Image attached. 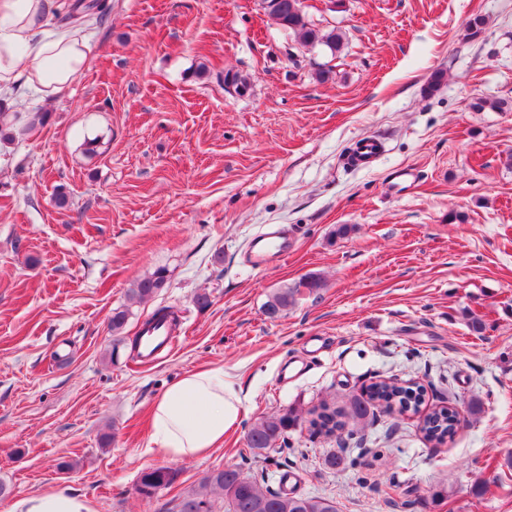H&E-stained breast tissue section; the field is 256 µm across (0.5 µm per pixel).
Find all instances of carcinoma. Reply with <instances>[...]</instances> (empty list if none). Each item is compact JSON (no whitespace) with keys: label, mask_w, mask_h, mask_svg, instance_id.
I'll use <instances>...</instances> for the list:
<instances>
[{"label":"carcinoma","mask_w":512,"mask_h":512,"mask_svg":"<svg viewBox=\"0 0 512 512\" xmlns=\"http://www.w3.org/2000/svg\"><path fill=\"white\" fill-rule=\"evenodd\" d=\"M264 2L267 3V14L277 25L288 31L299 45H321L334 56L342 53L345 46L344 34L336 28L323 29L312 23L303 10L302 0ZM165 284L162 270L133 283L127 291V303L112 310L110 328L117 340L124 339L130 308L158 294ZM320 287V279L309 276L291 288H280L269 295L264 311L278 317L296 303L300 289L313 292ZM425 396V388L416 382L383 379L366 386L364 395L351 398L346 410L323 404L308 410L307 414L311 416L310 425L318 431L326 434L341 432V451L331 454L328 464L333 468H352L356 461L343 449L352 443H361L362 438L358 436L357 430L347 428L348 422L360 423L378 409L386 413L397 411L417 414L425 404ZM301 419V410L286 407L276 414L254 421L245 434L249 458H258L288 443V432L297 427ZM459 426L460 418L455 408L448 405L424 415L420 431L428 442L443 445L454 440ZM178 476L179 470L170 466L148 468L141 473L137 490L142 497L152 498L171 487ZM173 512H337V509L336 501L326 496L290 493L281 487H264L243 465L237 464L207 471L199 487L188 489L180 495Z\"/></svg>","instance_id":"obj_1"}]
</instances>
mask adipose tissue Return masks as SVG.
I'll return each instance as SVG.
<instances>
[{
    "label": "adipose tissue",
    "mask_w": 512,
    "mask_h": 512,
    "mask_svg": "<svg viewBox=\"0 0 512 512\" xmlns=\"http://www.w3.org/2000/svg\"><path fill=\"white\" fill-rule=\"evenodd\" d=\"M53 0H0V96L26 80L41 97L61 95L84 73L90 53L79 28L51 29ZM240 398L218 370L185 375L155 402L151 451L168 460L203 457L224 441ZM8 512H94L83 496L47 489L13 501Z\"/></svg>",
    "instance_id": "1"
}]
</instances>
